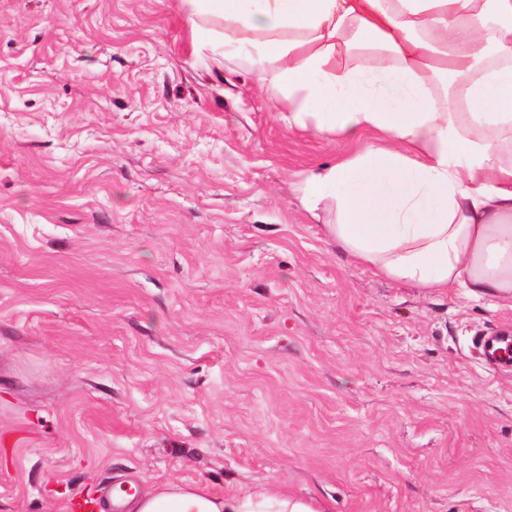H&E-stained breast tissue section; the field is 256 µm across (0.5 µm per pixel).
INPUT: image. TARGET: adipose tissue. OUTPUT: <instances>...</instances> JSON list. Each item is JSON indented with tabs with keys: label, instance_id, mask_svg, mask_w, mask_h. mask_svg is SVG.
I'll return each instance as SVG.
<instances>
[{
	"label": "adipose tissue",
	"instance_id": "obj_1",
	"mask_svg": "<svg viewBox=\"0 0 512 512\" xmlns=\"http://www.w3.org/2000/svg\"><path fill=\"white\" fill-rule=\"evenodd\" d=\"M216 65L246 67L288 125L365 151L298 173L309 214L375 274L512 308V0H182ZM128 512H325L260 487L170 481Z\"/></svg>",
	"mask_w": 512,
	"mask_h": 512
}]
</instances>
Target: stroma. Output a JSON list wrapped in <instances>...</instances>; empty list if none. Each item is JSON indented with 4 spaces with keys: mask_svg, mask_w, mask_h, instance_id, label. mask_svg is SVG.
I'll use <instances>...</instances> for the list:
<instances>
[{
    "mask_svg": "<svg viewBox=\"0 0 512 512\" xmlns=\"http://www.w3.org/2000/svg\"><path fill=\"white\" fill-rule=\"evenodd\" d=\"M182 0H0V512L179 480L512 512V309L374 275ZM510 336L484 335L479 337V348L492 364L506 363L509 359Z\"/></svg>",
    "mask_w": 512,
    "mask_h": 512,
    "instance_id": "stroma-1",
    "label": "stroma"
}]
</instances>
